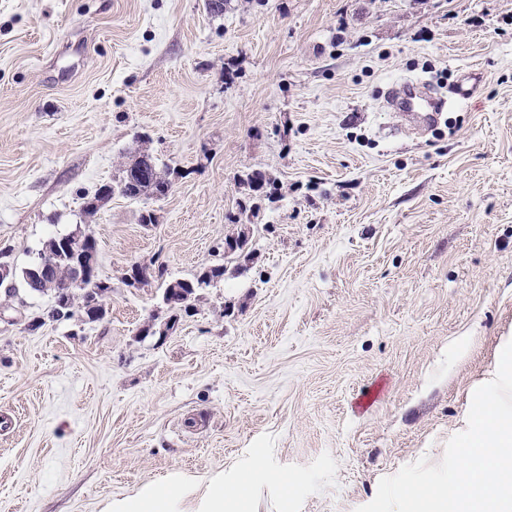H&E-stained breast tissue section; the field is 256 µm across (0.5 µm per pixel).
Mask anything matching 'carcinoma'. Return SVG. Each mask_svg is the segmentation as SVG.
Returning a JSON list of instances; mask_svg holds the SVG:
<instances>
[{"instance_id": "obj_1", "label": "carcinoma", "mask_w": 512, "mask_h": 512, "mask_svg": "<svg viewBox=\"0 0 512 512\" xmlns=\"http://www.w3.org/2000/svg\"><path fill=\"white\" fill-rule=\"evenodd\" d=\"M145 167V173H140V167ZM171 182L166 175L159 172L153 158L148 154H141L132 160L124 170L123 178L113 187L104 185L100 187L94 200L99 203L106 202L110 195L108 191H116L129 199H139L143 196L161 197ZM92 200V201H94ZM92 201L84 203L83 209L88 215H95L100 206L92 205ZM68 249L56 254L54 257L55 269L51 277L40 282L36 291L39 293L52 292L53 304L48 311V317L59 320L69 318L77 311L84 312L91 320L102 318L104 311V293L98 288V275H91L81 287L70 285L72 271L83 256L87 244L97 247L96 239L88 233H72ZM224 277V265L216 264L204 268L192 280L176 279L168 282L164 288V300L173 310L189 311L190 302L197 296L200 288Z\"/></svg>"}]
</instances>
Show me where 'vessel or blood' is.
<instances>
[{
  "mask_svg": "<svg viewBox=\"0 0 512 512\" xmlns=\"http://www.w3.org/2000/svg\"><path fill=\"white\" fill-rule=\"evenodd\" d=\"M477 90L476 74L469 71L464 73L453 89L451 98L468 100L476 95ZM448 99L435 95L422 82L404 80L389 88L385 105L403 117L409 125L422 128L436 121L439 113L446 108Z\"/></svg>",
  "mask_w": 512,
  "mask_h": 512,
  "instance_id": "1",
  "label": "vessel or blood"
}]
</instances>
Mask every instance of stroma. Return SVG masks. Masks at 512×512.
I'll return each instance as SVG.
<instances>
[{"label": "stroma", "mask_w": 512, "mask_h": 512, "mask_svg": "<svg viewBox=\"0 0 512 512\" xmlns=\"http://www.w3.org/2000/svg\"><path fill=\"white\" fill-rule=\"evenodd\" d=\"M469 67L428 130L382 107ZM140 149L168 194L85 215ZM79 231L102 319L0 286V512L164 482L177 512L217 483L223 512H356L441 461L512 335V0H0V250ZM214 264L166 329V282Z\"/></svg>", "instance_id": "stroma-1"}]
</instances>
